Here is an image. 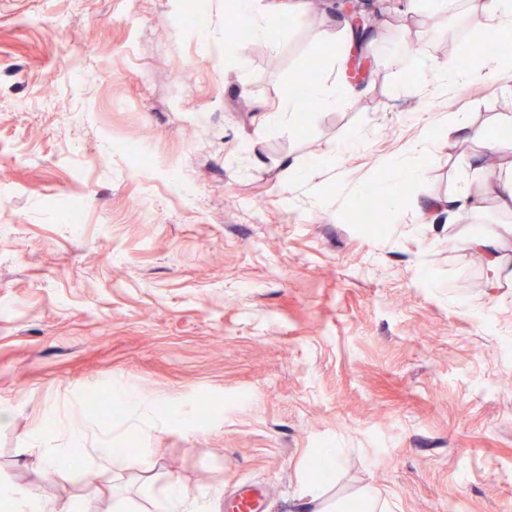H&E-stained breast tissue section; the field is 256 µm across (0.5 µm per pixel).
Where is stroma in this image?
<instances>
[{
  "mask_svg": "<svg viewBox=\"0 0 512 512\" xmlns=\"http://www.w3.org/2000/svg\"><path fill=\"white\" fill-rule=\"evenodd\" d=\"M225 2L0 0V483L113 512L175 477L232 512L249 482L299 512V465L344 448L337 492L389 512H512V277L489 287L466 244L512 212L460 223L482 149L439 131L512 119V67L445 95L413 80L489 17L434 30L427 0H379L357 47L325 0H253L271 37L241 42ZM315 57L350 99L267 121ZM379 184L398 204L350 222ZM90 391L137 441L107 487L25 443L64 447L44 417L78 403L94 447Z\"/></svg>",
  "mask_w": 512,
  "mask_h": 512,
  "instance_id": "1",
  "label": "stroma"
}]
</instances>
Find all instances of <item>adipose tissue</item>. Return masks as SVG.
<instances>
[{"mask_svg":"<svg viewBox=\"0 0 512 512\" xmlns=\"http://www.w3.org/2000/svg\"><path fill=\"white\" fill-rule=\"evenodd\" d=\"M352 94L351 89L343 87L330 90L312 82L301 91H289L281 99L277 117L281 124L291 125L299 116L301 100L308 99L323 106H331L346 101ZM470 141L485 145L486 150L480 159L481 169L496 172L493 180L484 181L479 193H471L468 188L459 189L452 202L458 211L479 210L484 195H495L504 209L512 211V145L502 142H489L486 131L481 127L467 130ZM512 236V225L499 224L492 228L487 236L469 240L468 245L487 258L492 281H499L503 272L512 268V256L502 253L501 243ZM51 431L66 438L64 448H45L39 437H32L31 447L37 448L40 463L45 472L71 470L83 464L88 452L83 446L86 427L80 414H72L63 422H52ZM344 459L340 448H324L318 455L320 463L317 473L300 482L298 498L301 512H379L380 501L372 488L362 487L353 493L336 495L334 487L336 477Z\"/></svg>","mask_w":512,"mask_h":512,"instance_id":"ef3b65f1","label":"adipose tissue"}]
</instances>
